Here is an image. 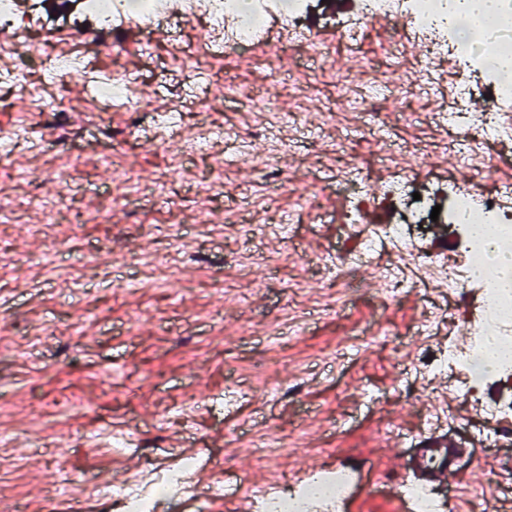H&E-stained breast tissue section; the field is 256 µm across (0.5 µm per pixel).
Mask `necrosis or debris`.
Instances as JSON below:
<instances>
[{
  "label": "necrosis or debris",
  "mask_w": 512,
  "mask_h": 512,
  "mask_svg": "<svg viewBox=\"0 0 512 512\" xmlns=\"http://www.w3.org/2000/svg\"><path fill=\"white\" fill-rule=\"evenodd\" d=\"M310 0H81L85 16L105 40L118 39L121 25L130 20L149 22L172 13L189 19L206 16L214 29H222L226 14L235 13L240 23L233 33L224 38L225 47L250 49L257 43L266 18L287 14L289 19L304 18ZM355 19L343 21L341 35L361 44L379 14H387L412 24L415 35L428 42L433 50L448 53L462 71L479 73L484 92L489 99L485 111L449 112L448 121L468 127L486 138L502 137L503 113L512 109V83L500 80L487 49L476 41L464 38L459 26L449 24L444 13V0H359ZM385 195L395 201L399 218L390 224H381L376 234L363 236L353 256L354 262H376L380 259L378 243L391 240L402 255L423 267H435L444 274L449 291L478 283L486 292V300L478 317L475 342L472 349L448 350L436 353L428 361L429 367L445 369L465 365L478 382L512 379V289L500 287L501 270L496 266L493 252L512 255V189L502 186L490 190L481 183L471 189L452 191L449 203L441 209L439 221L460 228L468 224H488L498 228L495 243L465 236V256L457 258L448 253L424 252L407 231L408 225L420 223L432 208L428 197L414 199L406 182L389 183ZM339 485L335 478L312 479L297 484L291 490L277 493L258 492L260 512H308L312 501L335 497Z\"/></svg>",
  "instance_id": "1"
}]
</instances>
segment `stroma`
Segmentation results:
<instances>
[{
  "mask_svg": "<svg viewBox=\"0 0 512 512\" xmlns=\"http://www.w3.org/2000/svg\"><path fill=\"white\" fill-rule=\"evenodd\" d=\"M20 8L34 12L45 40L95 56L98 69L78 65L47 80L32 42L0 30L8 60L25 63L69 108L62 118L32 111L28 91L0 78V129L15 134L0 141V195L19 215L0 221V512H43L49 502L58 512L75 504L118 512L114 490H143L186 455L198 467L155 512H252L256 484L372 461L389 473L397 454L439 437L465 450L457 486L438 490L445 512H512V438L483 439L512 381L486 382L472 396L466 371H417L431 351L471 346L480 288L452 299L422 275L391 295L387 278L404 261L392 246L344 284L334 263L371 224L319 223L296 210L302 195L335 214L339 138L375 197L382 146L398 175L422 181L433 167L454 184L473 182L456 150L440 149L453 86L437 54L421 52L416 72H405L382 47L404 39L399 29L372 31L354 52L341 44L339 23L355 0H312L305 28L326 34L335 52L297 70L296 94L280 80L283 63L295 60L284 19H269L257 52L227 54L204 23L175 18L145 33L133 23L115 47L82 27L78 0H21ZM113 67L136 87L138 111H98L92 88ZM341 71L356 92L407 90L383 114L382 141L361 115L339 125ZM228 80L274 93L302 121L287 130L248 100L225 102ZM167 101L180 114L173 129L159 109ZM403 104L418 122L400 120ZM282 140L278 174L255 166ZM104 154L128 171L127 183L114 182ZM57 195L68 220L34 232L41 216L30 199ZM108 204L118 223L87 221ZM48 252L54 264H39ZM148 253L167 266L139 264ZM269 435L286 451L266 460L257 444ZM63 484L70 493L57 496Z\"/></svg>",
  "mask_w": 512,
  "mask_h": 512,
  "instance_id": "obj_1",
  "label": "stroma"
}]
</instances>
